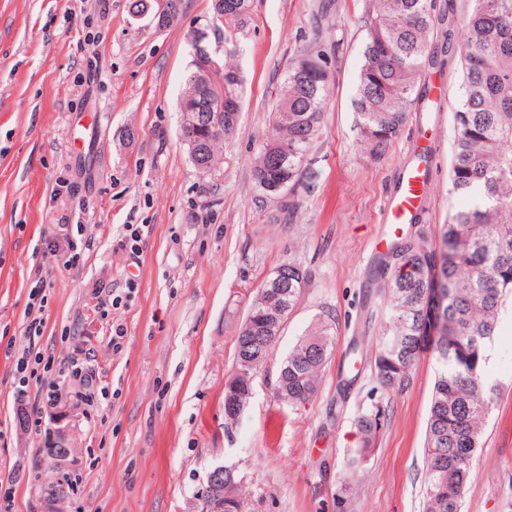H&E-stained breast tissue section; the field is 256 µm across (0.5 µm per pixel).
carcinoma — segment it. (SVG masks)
I'll list each match as a JSON object with an SVG mask.
<instances>
[{"instance_id": "cac0c4a2", "label": "carcinoma", "mask_w": 512, "mask_h": 512, "mask_svg": "<svg viewBox=\"0 0 512 512\" xmlns=\"http://www.w3.org/2000/svg\"><path fill=\"white\" fill-rule=\"evenodd\" d=\"M470 2L445 38L458 51L462 86L450 191L469 197L471 205L449 216L434 246L412 234L398 238L376 258L366 283L391 312L374 358L381 389L402 386L420 360L423 338L433 336L438 373L426 421L423 512H462L482 448V423L497 393L486 374L489 345L504 301L512 297V0ZM360 23L366 38L353 100L356 126L366 149L382 154L406 125L419 100L420 79L432 64L435 0H374ZM317 64L319 56L306 50L288 68L272 112L274 134L252 167V178L265 193L268 183L284 176L292 191L310 175L307 155L325 134L329 87ZM238 88L227 78L218 80L213 96L228 104ZM225 115L216 119L205 145L212 170L218 142L233 130ZM281 268L288 271V287L264 279L238 329L237 376L224 385L227 424L243 412L254 387L250 378L267 362L274 337L304 293L307 273L293 263ZM275 315L279 325L271 332L268 320ZM334 325L328 315L318 318L279 363L273 382L279 400L298 406L316 395L335 342ZM383 422L378 406L357 416L361 447L349 463L364 458ZM240 487L235 469L224 467L229 512H240Z\"/></svg>"}]
</instances>
